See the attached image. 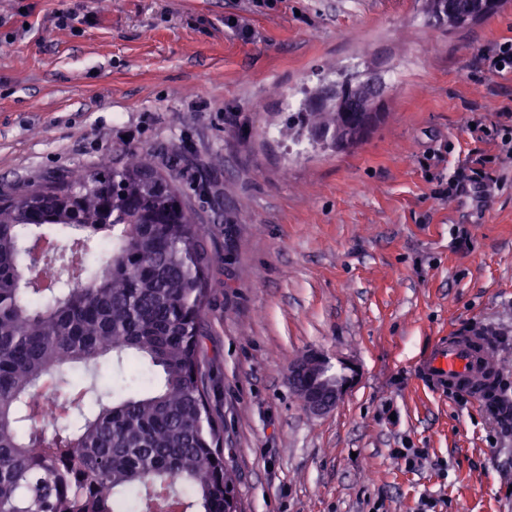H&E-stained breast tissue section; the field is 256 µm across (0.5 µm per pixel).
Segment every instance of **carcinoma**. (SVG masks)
I'll use <instances>...</instances> for the list:
<instances>
[{
	"instance_id": "1",
	"label": "carcinoma",
	"mask_w": 512,
	"mask_h": 512,
	"mask_svg": "<svg viewBox=\"0 0 512 512\" xmlns=\"http://www.w3.org/2000/svg\"><path fill=\"white\" fill-rule=\"evenodd\" d=\"M472 0H424L428 23L462 29ZM316 87L280 136L345 151L361 141L373 102L355 90L344 109ZM176 157L151 148L0 191V512H241L200 370L214 264L179 186ZM53 229L79 246L80 276L32 284L38 240ZM133 358L144 378L112 401L66 364ZM56 378L51 394L40 390ZM65 404L73 421L48 439L40 409ZM190 487L187 497L177 485Z\"/></svg>"
}]
</instances>
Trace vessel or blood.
<instances>
[{
  "label": "vessel or blood",
  "instance_id": "1",
  "mask_svg": "<svg viewBox=\"0 0 512 512\" xmlns=\"http://www.w3.org/2000/svg\"><path fill=\"white\" fill-rule=\"evenodd\" d=\"M492 347L484 337L452 333L438 341L430 357L422 365L420 376L428 387L454 383L462 391L482 396V386L488 383L496 365Z\"/></svg>",
  "mask_w": 512,
  "mask_h": 512
}]
</instances>
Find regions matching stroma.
<instances>
[{"label": "stroma", "mask_w": 512, "mask_h": 512, "mask_svg": "<svg viewBox=\"0 0 512 512\" xmlns=\"http://www.w3.org/2000/svg\"><path fill=\"white\" fill-rule=\"evenodd\" d=\"M510 39L512 0L458 32L423 0H0V189L134 147L181 156L214 257L203 381L243 512H512V160L483 202L448 194L499 152L471 127L512 103V74L478 52ZM339 71L385 78L363 143L266 136ZM478 328L501 352L497 413L418 375ZM309 351L355 370L322 415L288 379ZM405 447L447 474L406 470Z\"/></svg>", "instance_id": "1"}]
</instances>
